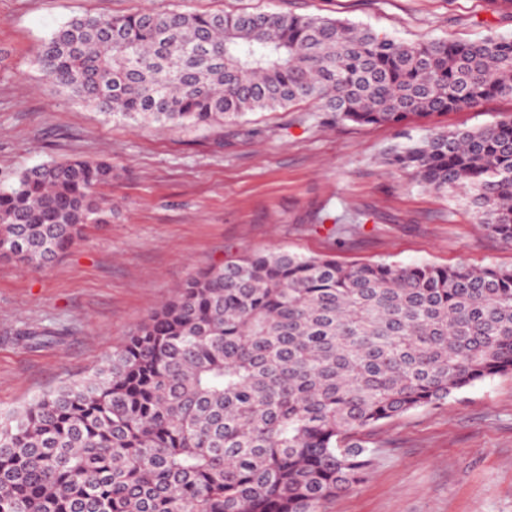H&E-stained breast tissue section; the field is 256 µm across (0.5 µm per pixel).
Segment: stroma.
Segmentation results:
<instances>
[{"label":"stroma","mask_w":512,"mask_h":512,"mask_svg":"<svg viewBox=\"0 0 512 512\" xmlns=\"http://www.w3.org/2000/svg\"><path fill=\"white\" fill-rule=\"evenodd\" d=\"M282 10L370 26L405 40L512 37L484 0H0V186L72 158L110 161L107 224L87 225L39 272L0 256V412L91 373L190 276L245 253L281 249L343 264L512 267V244L475 221L468 198L389 170L408 125L318 124L316 105L255 112L221 127L134 123L81 103L35 62L38 44L87 13ZM512 100L437 117L476 128ZM366 221L337 235L325 214ZM52 331V340H30ZM366 480L325 512H512V375L448 403L377 424Z\"/></svg>","instance_id":"35a3bbf8"}]
</instances>
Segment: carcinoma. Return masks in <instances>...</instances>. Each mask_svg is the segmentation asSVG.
Listing matches in <instances>:
<instances>
[{
  "instance_id": "carcinoma-1",
  "label": "carcinoma",
  "mask_w": 512,
  "mask_h": 512,
  "mask_svg": "<svg viewBox=\"0 0 512 512\" xmlns=\"http://www.w3.org/2000/svg\"><path fill=\"white\" fill-rule=\"evenodd\" d=\"M71 98L159 127L315 101L322 123L418 125L384 163L512 244V38L410 43L279 11L77 16L37 47ZM106 161L0 187V253L40 270L103 222ZM342 233L360 216L326 215ZM512 374V268L345 266L254 251L189 278L90 375L0 413V512H321L376 462L371 429ZM512 113V100L499 98L490 100L474 109L448 112L436 119L440 128H476L495 123Z\"/></svg>"
}]
</instances>
